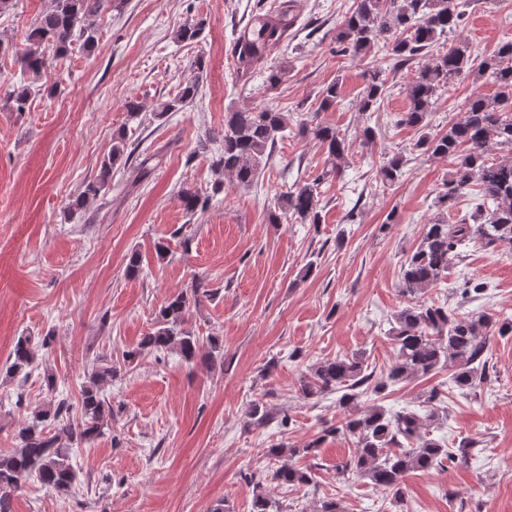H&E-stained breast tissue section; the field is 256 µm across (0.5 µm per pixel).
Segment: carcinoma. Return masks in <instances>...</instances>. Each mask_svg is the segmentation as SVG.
Here are the masks:
<instances>
[{
    "instance_id": "carcinoma-1",
    "label": "carcinoma",
    "mask_w": 512,
    "mask_h": 512,
    "mask_svg": "<svg viewBox=\"0 0 512 512\" xmlns=\"http://www.w3.org/2000/svg\"><path fill=\"white\" fill-rule=\"evenodd\" d=\"M469 0H356L336 30L339 51L367 61L368 82L360 98L364 114L380 111L385 94L383 70L370 57L377 45L387 48L395 66L405 67L416 56L429 61L418 66L407 83L409 107L396 116L395 124L416 129V148L420 154L434 159H448L453 164L450 177L442 182L437 203L447 209L467 191H475V211L454 224L438 214L423 225L420 242L401 267L400 288L408 298L395 315L396 326L391 339L396 357L385 375L372 382L373 375L364 369L361 357H336L312 364L299 378L298 392L308 399L329 392L340 393L338 403L348 414L322 434L303 445L280 442L269 448V455L278 462L272 479L282 486L306 484L310 473L295 467L293 460L316 451L320 441L328 437L348 436L355 451L343 465V471L361 475L373 487L402 496V483L411 471L429 472L445 463L467 461L473 440H464L452 450L430 437L429 427L438 412L439 391L428 392L424 403L432 406L425 416L415 411H400L386 416L377 407L357 408V399L367 390L376 394L388 386L415 378H425L437 369H453L452 379L461 390H470L488 378L487 358L490 333L512 335V320L498 322L487 314L458 318L443 305L420 300L448 274L453 264L463 261L464 248L472 242L484 247L512 244V160H492L489 152L497 147L512 149V41L501 44L485 57L477 72L492 82L497 91L488 99L479 94L470 96L463 115L448 122L445 132L431 131L429 117L434 112L437 92L474 67L472 49L464 41L457 42L445 53H433L432 47L442 35L458 28L466 16ZM112 0H53L27 34L29 49L21 56L23 73L30 83L23 84L6 97L3 107L22 112L33 86L41 81L46 68V51L53 58L64 59L77 42L90 51L97 43L94 18ZM291 5L259 20L249 37L239 42L237 73L245 77L268 61L272 52L288 36L291 27ZM208 26L207 20L185 21L175 31L179 42H198ZM199 93V81L184 84L170 100L156 109L158 115L177 112L192 103ZM290 118L273 108L237 109L224 114L223 149L212 160L218 172L234 176L240 185H250L266 166L278 139L288 130ZM298 134L318 142L327 153L330 168L312 180L295 181L281 192L269 214L273 224L293 221L300 224L319 223L320 187L332 174L342 173V162L348 148L345 138L336 129L298 121ZM127 160L126 133L112 138V147L99 164L96 178L68 204L70 214L84 209L89 196L110 188L112 169ZM403 159L392 158L377 169L382 185L396 184L402 174ZM183 208L189 213L205 210L208 200L192 190L181 194ZM209 296L204 282L171 294L159 308L154 327L140 340L135 358L146 353L174 351L187 363L198 360L208 365L224 360V345L215 336L204 339L185 328L192 307L200 296ZM52 337L36 339L21 336L8 356L6 374L28 377L38 371L48 393L57 389V375L51 366ZM117 376L116 368L104 359L92 365L79 392V417H71L68 399L49 400L19 423L15 434L16 447L0 454V512H12V500L28 481L36 480L61 493L73 489L78 477L70 463V451L89 444L111 427L112 404L104 395L105 385ZM253 512H279L266 493L263 483H254Z\"/></svg>"
}]
</instances>
